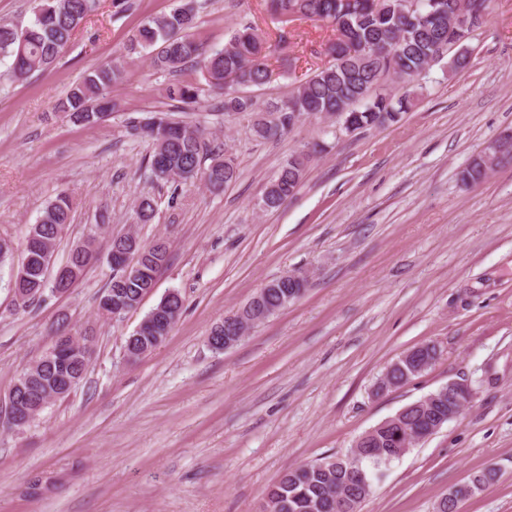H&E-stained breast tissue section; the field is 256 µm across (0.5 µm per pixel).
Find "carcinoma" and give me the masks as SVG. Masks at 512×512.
<instances>
[{
  "label": "carcinoma",
  "mask_w": 512,
  "mask_h": 512,
  "mask_svg": "<svg viewBox=\"0 0 512 512\" xmlns=\"http://www.w3.org/2000/svg\"><path fill=\"white\" fill-rule=\"evenodd\" d=\"M100 0H33L32 18L25 26L0 20V61L8 62L6 75L14 82L26 81L34 72L51 68L69 46L75 30L99 9ZM408 0H378L375 8L368 0H268L270 14L282 24L297 19H311L331 24L336 37L330 42L331 62L316 69L297 86L290 97L280 102L260 105L243 88L261 87L270 78L266 62V42L257 28L245 24L235 30L220 50H206L192 38L196 26V10L183 5L159 16L144 20L129 39L124 53L102 67L88 72L74 84L60 111L69 120L83 126H94L101 113L118 109L109 96L112 87L123 82L128 61L134 55H148L157 71L176 73L189 61L199 68L211 92L223 96L226 113L251 116L250 132L260 141L281 138L295 126L310 118L340 117L350 122L353 130L381 127L399 122L413 106V97L406 92L400 97L380 96L378 87L390 72L411 82L438 60L436 53L454 52L451 63L456 69L470 64L468 40L481 28L485 16L493 9L494 0H480L483 12L468 16L465 24L456 27L451 43L441 44L448 37V20L456 16L459 0H438L444 7L440 17H429L431 0H418L420 6L409 12ZM200 87L191 83L172 82L166 96L190 107L198 102ZM152 144L148 162L153 178L164 184L180 185L199 178L214 190L238 179L239 171L230 158L206 150V128L190 126L163 114L134 126ZM317 143H307L293 152L279 167L276 175L263 187L257 205L268 211L279 208L297 192L307 163L317 153ZM211 163L202 167V160ZM487 177L481 164L461 172L467 187ZM70 196L59 194L41 210L38 223L41 242H33L28 253L31 263L20 287L43 293L47 286L42 271L44 263L56 253L63 233L70 224ZM128 235L112 239V268L116 274L107 283L101 298L116 297L124 307L133 309L142 297L155 287L156 274L167 258V247L158 238L143 246L136 267L124 265L123 253ZM307 285L300 276L294 280H272L257 305L245 304L234 321H222L211 333L238 343L237 325L249 322L254 326L299 299ZM183 308L177 292L165 295L128 338L130 355L139 358L166 340ZM432 343L416 346L386 370L377 391L400 387L428 371V362L435 359ZM42 364L35 371H23L27 379L22 406L32 410L39 401L55 393L59 372L56 356L50 351L40 355ZM89 359L79 353L67 366L70 387L82 381L88 371ZM443 389L429 394L404 408V411L364 433L352 454L360 456L354 464L349 457L326 458L320 462L290 468L268 492L270 512H359L360 504L370 496L374 485H365L360 472L377 469L394 451L414 438L426 439L436 433L441 421L456 410ZM495 479L491 469L476 472L464 485L463 497H471Z\"/></svg>",
  "instance_id": "cac0c4a2"
}]
</instances>
